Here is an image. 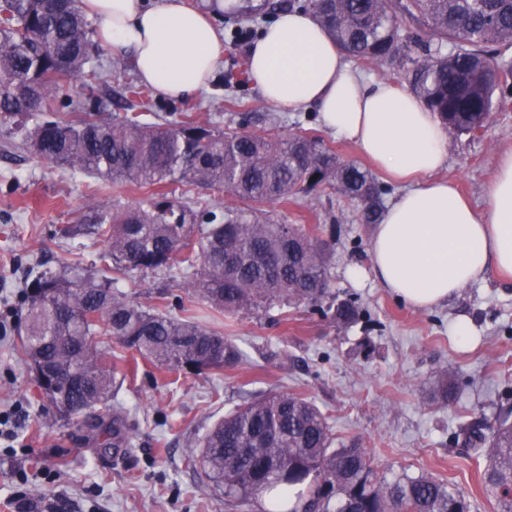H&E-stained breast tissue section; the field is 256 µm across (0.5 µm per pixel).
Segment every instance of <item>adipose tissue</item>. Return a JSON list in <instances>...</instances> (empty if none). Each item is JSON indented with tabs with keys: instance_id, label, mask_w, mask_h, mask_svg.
Here are the masks:
<instances>
[{
	"instance_id": "obj_1",
	"label": "adipose tissue",
	"mask_w": 512,
	"mask_h": 512,
	"mask_svg": "<svg viewBox=\"0 0 512 512\" xmlns=\"http://www.w3.org/2000/svg\"><path fill=\"white\" fill-rule=\"evenodd\" d=\"M85 3L101 21L99 40L129 52L139 80L158 95L192 99L224 61L214 10L189 0ZM248 73L267 102L315 107L323 127L402 182L370 243L382 287L429 310L489 271L512 275V147L497 156L487 211H476L437 176L448 161V135L435 114L412 93L364 80L308 13H280L252 46Z\"/></svg>"
}]
</instances>
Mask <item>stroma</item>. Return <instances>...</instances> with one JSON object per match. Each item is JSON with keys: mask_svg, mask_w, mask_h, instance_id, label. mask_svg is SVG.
<instances>
[{"mask_svg": "<svg viewBox=\"0 0 512 512\" xmlns=\"http://www.w3.org/2000/svg\"><path fill=\"white\" fill-rule=\"evenodd\" d=\"M221 12L224 65L194 99L156 98L149 119L164 123L190 113L219 127L250 113L254 129L285 135L304 128L322 135L343 159L362 161L351 143L325 131L315 108L291 111L266 102L244 73L252 37L289 0H241ZM104 72L97 95L103 119L140 109L126 91L136 74L127 54L96 44ZM512 146V100L493 112L476 136L448 135L453 180L477 210L495 174L500 149ZM149 189L46 163L21 133L0 122V414L18 412L15 438L0 440V512H18L14 495L49 512H259L257 503L225 497L199 469V444L234 406L277 390L313 400L326 414L336 445L366 448L387 477L426 474L465 490L471 512H498L483 490L480 450L455 445L461 425L480 418L494 423L500 404L512 403V277L490 272L485 280L429 310L397 300L375 279L370 241L373 225L335 193H313L267 205L286 224L317 228L332 249L328 299L355 300L358 318L338 324L316 307L260 308L218 314L190 297L183 280L168 272L116 270L103 256L106 242L94 234L62 235L80 224L90 207L149 203ZM69 270L114 279L126 296L171 315L181 310L232 339L244 358L205 375L170 372L112 346L118 371L108 414L119 417L130 450L100 453L87 429L62 420L33 384L14 324L27 284L46 271ZM186 298L178 307L177 298ZM470 319L474 339L453 334L458 317ZM449 372L455 396L432 398L434 381Z\"/></svg>", "mask_w": 512, "mask_h": 512, "instance_id": "1", "label": "stroma"}]
</instances>
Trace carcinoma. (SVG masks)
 <instances>
[{
    "label": "carcinoma",
    "instance_id": "cac0c4a2",
    "mask_svg": "<svg viewBox=\"0 0 512 512\" xmlns=\"http://www.w3.org/2000/svg\"><path fill=\"white\" fill-rule=\"evenodd\" d=\"M304 9L348 57L411 71L424 105L457 134L481 132L512 94V59L501 52L512 47V0H305ZM92 50L80 0H0V119L32 120L27 143L49 163L138 189L169 188L146 208L89 209L82 224L105 239L112 263L185 275L199 264L193 294L224 313L322 304L331 246L314 228L273 220L264 206L330 190L356 205L362 223L376 224L388 189L307 132L275 137L245 118L222 129L190 114L158 124L126 112L104 122ZM75 75L85 80L81 99L72 96ZM185 187L221 188L246 206L188 208L174 198ZM24 305L22 341L40 392L59 415L94 432L104 453L124 432L120 419L97 414L116 378L100 336L168 371L202 374L243 357L194 317L149 310L107 278L45 273ZM328 311L338 323L359 314L353 301ZM496 422L488 435L476 420L456 439L484 449V490L500 512H512V408ZM333 442L314 402L271 391L216 423L198 462L226 496H267L278 512H470L463 491L424 474L381 476L365 449Z\"/></svg>",
    "mask_w": 512,
    "mask_h": 512
}]
</instances>
